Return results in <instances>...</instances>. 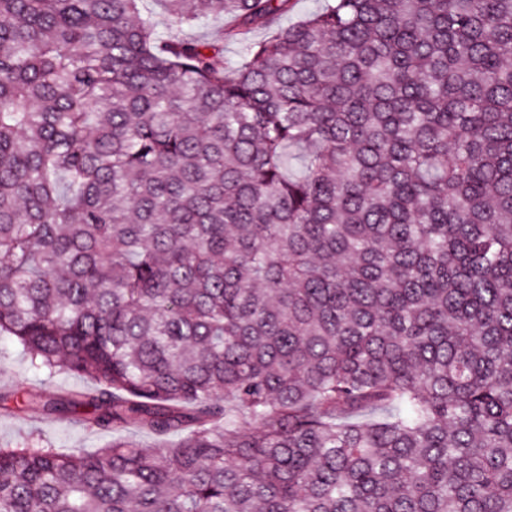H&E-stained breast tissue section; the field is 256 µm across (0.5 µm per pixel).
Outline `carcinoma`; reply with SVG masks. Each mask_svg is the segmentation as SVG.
<instances>
[{
    "label": "carcinoma",
    "mask_w": 512,
    "mask_h": 512,
    "mask_svg": "<svg viewBox=\"0 0 512 512\" xmlns=\"http://www.w3.org/2000/svg\"><path fill=\"white\" fill-rule=\"evenodd\" d=\"M145 2L0 0V512H512V0ZM89 382L68 373L47 375L32 368L28 355L6 337H0V395L34 387L46 397H56L73 390H82ZM112 442V430L85 428L68 420L41 413L25 417L0 412V447L16 448L28 445L57 448H103Z\"/></svg>",
    "instance_id": "cac0c4a2"
}]
</instances>
